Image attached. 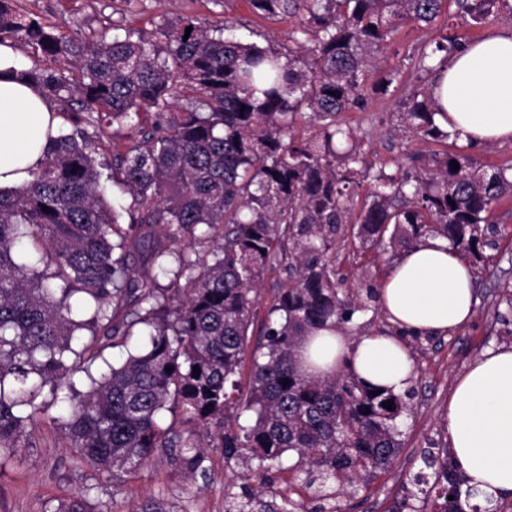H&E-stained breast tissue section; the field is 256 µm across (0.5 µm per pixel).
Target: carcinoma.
<instances>
[{
	"label": "carcinoma",
	"instance_id": "obj_1",
	"mask_svg": "<svg viewBox=\"0 0 512 512\" xmlns=\"http://www.w3.org/2000/svg\"><path fill=\"white\" fill-rule=\"evenodd\" d=\"M119 2L109 40L62 33L0 0V46L21 50L19 77L74 127L60 130L27 184L0 192V460L29 446L48 386L63 409L52 420L99 475L135 473L168 448L193 475L205 449L222 448L227 461L265 472L295 453L316 496L330 482L355 488L392 465L409 393L300 363L312 331L350 322L375 298L372 288L364 299L345 295L341 232L384 254L439 236L478 261L495 204L512 194L504 168L489 172L463 152L417 154L399 177L376 174L352 208L370 167L354 149L337 153L353 138L337 117L364 102L397 27L430 25L443 0H247L260 16H302L286 45L241 40L227 20L205 26L190 15L163 20L150 39L134 27L144 0ZM507 2L456 0L471 26L512 12ZM462 48L442 34L420 49L416 70L431 74ZM436 114L426 87L401 106L405 123L437 141L449 134ZM112 125L131 133L109 161ZM282 267L288 282L250 351L260 283ZM137 324L146 339L130 351ZM85 329L92 338L78 350ZM106 348L127 357L76 396L77 360L91 365ZM243 411L253 424L238 423ZM423 462L433 484L421 474L410 483L426 486L428 512H465L461 496L474 493L462 492L451 451ZM55 512H87L85 496ZM225 512L295 510L245 490L226 494Z\"/></svg>",
	"mask_w": 512,
	"mask_h": 512
}]
</instances>
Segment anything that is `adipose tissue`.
<instances>
[{"label": "adipose tissue", "mask_w": 512, "mask_h": 512, "mask_svg": "<svg viewBox=\"0 0 512 512\" xmlns=\"http://www.w3.org/2000/svg\"><path fill=\"white\" fill-rule=\"evenodd\" d=\"M17 49L0 46V190L26 184L43 162L61 120L34 86L9 78ZM436 123L464 144L512 142V27L471 42L430 85ZM471 267L440 237L422 238L400 253L377 291L399 336L369 334L349 341L343 326L313 331L303 355L321 367L351 370L365 385L403 392L412 374L404 336L446 334L475 313ZM455 460L476 493L512 496V349L489 351L455 382L444 415Z\"/></svg>", "instance_id": "ef3b65f1"}]
</instances>
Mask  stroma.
Returning <instances> with one entry per match:
<instances>
[{
	"label": "stroma",
	"mask_w": 512,
	"mask_h": 512,
	"mask_svg": "<svg viewBox=\"0 0 512 512\" xmlns=\"http://www.w3.org/2000/svg\"><path fill=\"white\" fill-rule=\"evenodd\" d=\"M20 4L64 32L77 28L101 31L112 26L113 0H20ZM455 12L454 0H445L432 25L398 28L380 55L378 69L367 78L369 90L363 104L341 113V121L355 131L373 170L396 175L409 168L414 154L460 148V141L452 137L423 139L398 117L400 101L417 84L413 59ZM183 14L195 15L208 25L227 19L234 22L236 37L248 39L257 33L277 43L286 42L299 24L293 16L259 17L246 0H228L222 8L211 0H146L138 25L150 33L163 19ZM395 68L401 72L399 79L387 92H375V84ZM496 211L503 219L494 225L493 247L486 250L485 261L473 266L477 298L473 320L445 335L407 337L414 365V395L402 420L401 446L392 466L368 480L356 496L344 495L337 483L328 484L331 504L340 505L343 512H389L412 475L422 468L424 451L448 445L443 417L455 379L487 350L512 347V307L507 304L512 297V197L502 198ZM390 262L389 256L350 240L336 248L337 268L353 289L379 285ZM296 460V454H285L283 470L269 474L270 486L278 498L307 508L313 504L312 493L292 470ZM204 466V471L188 478L174 453L160 452L137 473L118 471L102 479L46 420L35 427L30 447L20 449L7 467L0 469V512H54L60 500L83 490L89 493L90 512H224L227 483L233 471H245L246 466H229L220 448L207 449Z\"/></svg>",
	"instance_id": "1"
}]
</instances>
